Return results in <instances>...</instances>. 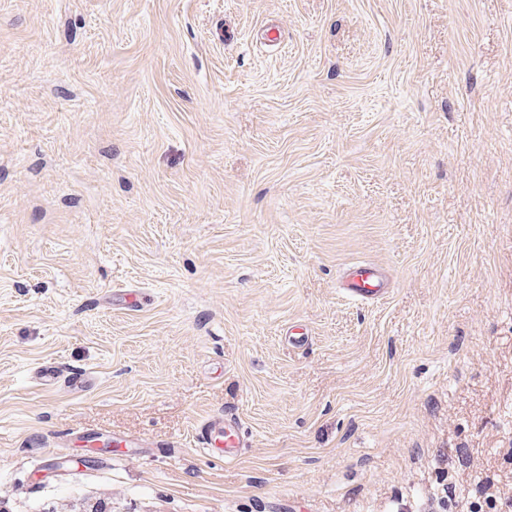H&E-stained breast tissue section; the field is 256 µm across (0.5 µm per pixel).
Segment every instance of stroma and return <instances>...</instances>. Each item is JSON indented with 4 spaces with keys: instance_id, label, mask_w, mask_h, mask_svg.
I'll return each instance as SVG.
<instances>
[{
    "instance_id": "obj_1",
    "label": "stroma",
    "mask_w": 512,
    "mask_h": 512,
    "mask_svg": "<svg viewBox=\"0 0 512 512\" xmlns=\"http://www.w3.org/2000/svg\"><path fill=\"white\" fill-rule=\"evenodd\" d=\"M356 261L386 300L340 296ZM227 412L233 463L194 440ZM488 495L512 501V0H0V512Z\"/></svg>"
}]
</instances>
